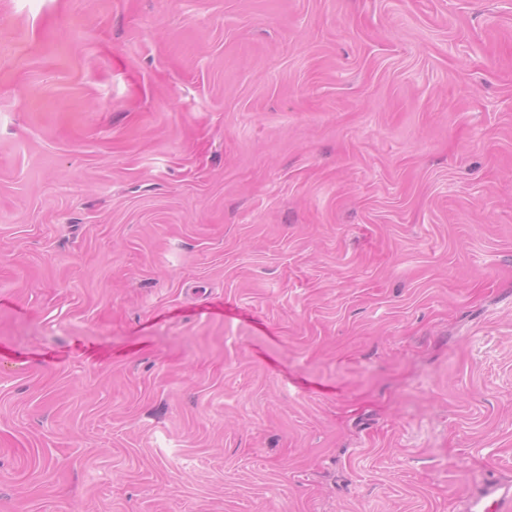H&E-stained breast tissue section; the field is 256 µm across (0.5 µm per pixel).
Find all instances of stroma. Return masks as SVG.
Masks as SVG:
<instances>
[{"mask_svg": "<svg viewBox=\"0 0 512 512\" xmlns=\"http://www.w3.org/2000/svg\"><path fill=\"white\" fill-rule=\"evenodd\" d=\"M512 485V0H0V512H463ZM467 512H511L512 488L494 478H484L466 503Z\"/></svg>", "mask_w": 512, "mask_h": 512, "instance_id": "obj_1", "label": "stroma"}]
</instances>
